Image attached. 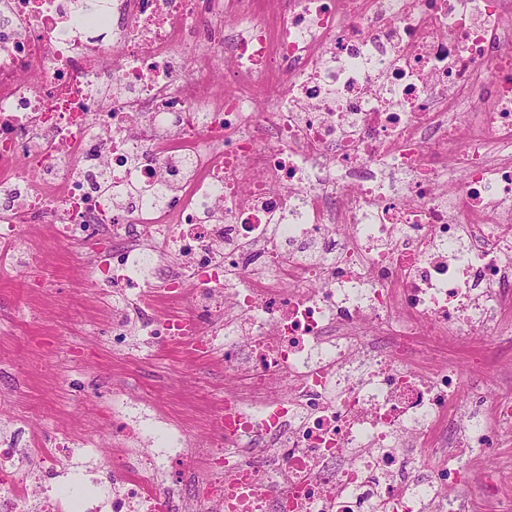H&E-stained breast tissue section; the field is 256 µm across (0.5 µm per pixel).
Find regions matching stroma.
Here are the masks:
<instances>
[{
    "label": "stroma",
    "mask_w": 512,
    "mask_h": 512,
    "mask_svg": "<svg viewBox=\"0 0 512 512\" xmlns=\"http://www.w3.org/2000/svg\"><path fill=\"white\" fill-rule=\"evenodd\" d=\"M41 257L43 287L25 269L0 272V426L24 405L45 427H67L101 411L111 417L110 393L124 394L123 416L148 426L168 419L201 432L199 414L224 397L198 399L197 372L219 371L220 360L191 358L177 342H160L150 363L160 388L139 380L137 366L112 348V295L84 272L79 249L59 244L47 228L27 236Z\"/></svg>",
    "instance_id": "1"
}]
</instances>
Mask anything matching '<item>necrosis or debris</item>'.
Wrapping results in <instances>:
<instances>
[{
	"label": "necrosis or debris",
	"instance_id": "4bbe7bcc",
	"mask_svg": "<svg viewBox=\"0 0 512 512\" xmlns=\"http://www.w3.org/2000/svg\"><path fill=\"white\" fill-rule=\"evenodd\" d=\"M0 195V264L54 225L112 290L113 349L138 324L221 356L193 388L225 389L203 436L164 424L136 461L93 416L1 436L0 512L512 488L463 464L512 438V0H0Z\"/></svg>",
	"mask_w": 512,
	"mask_h": 512
}]
</instances>
